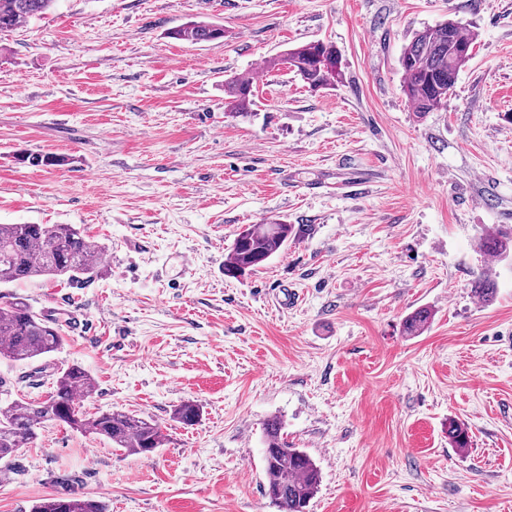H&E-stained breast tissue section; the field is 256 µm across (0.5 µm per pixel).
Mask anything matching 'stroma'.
I'll return each mask as SVG.
<instances>
[{
  "label": "stroma",
  "mask_w": 512,
  "mask_h": 512,
  "mask_svg": "<svg viewBox=\"0 0 512 512\" xmlns=\"http://www.w3.org/2000/svg\"><path fill=\"white\" fill-rule=\"evenodd\" d=\"M449 19L473 55L421 115L399 59ZM189 21L224 37L167 38ZM313 41L336 46L342 84L257 79ZM234 75L255 79L250 118L225 113ZM269 222L297 234L225 275L236 235ZM0 224H73L105 253L81 284L0 285V306L23 299L65 337L35 363L0 359V402L44 400L36 370L77 363L89 412L166 436L126 455L47 425L0 479V512L72 494L108 512H279L264 494L274 417L321 470L308 512H512V260L478 249L512 225V0H57L0 33ZM483 275L487 302L471 291ZM282 287L300 296L285 312ZM421 307L430 326L405 335ZM188 400L192 426L173 416Z\"/></svg>",
  "instance_id": "1"
}]
</instances>
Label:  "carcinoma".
I'll return each mask as SVG.
<instances>
[{"label":"carcinoma","instance_id":"1","mask_svg":"<svg viewBox=\"0 0 512 512\" xmlns=\"http://www.w3.org/2000/svg\"><path fill=\"white\" fill-rule=\"evenodd\" d=\"M56 0H0V31L17 28L46 14ZM168 37L193 44L224 38V28L212 23L191 21L168 32ZM474 37L459 23L448 20L415 34L401 56L405 73L404 92L418 112H431L448 99L461 69L470 60ZM283 66L295 73L313 91L343 82L341 55L330 42L316 41L288 50L267 61V67ZM253 80L239 76L227 84L228 102L235 117L250 115ZM21 163L35 167L57 166L63 159L51 154H26ZM292 224H250L238 233L224 261V271L242 277L275 256L294 232ZM480 251L498 260L512 257V227L486 232L478 243ZM102 247L71 224H0V284L34 278L65 279L78 282L99 269ZM432 314L421 308L404 322L409 336L421 335ZM64 342L62 329L31 310L26 302L14 299L0 307V358L35 361L57 351ZM53 391L43 401L14 399L0 406V460H9L29 447L37 431L48 423H58L82 434L107 441L128 455H142L146 449L163 445L164 434L152 419L120 410L90 413L84 402L96 389L92 375L79 364L56 369ZM175 416L186 426L194 425L200 409L185 401ZM283 421L277 417L264 427L265 493L282 512H306L320 484V470L310 456L293 448L284 438ZM448 440L464 452L470 447L467 428L448 423ZM60 500L69 502L73 512H106L97 500L66 497L43 498L31 512H56Z\"/></svg>","mask_w":512,"mask_h":512}]
</instances>
